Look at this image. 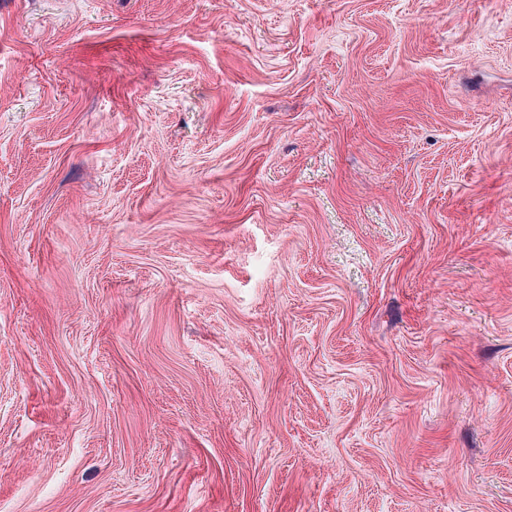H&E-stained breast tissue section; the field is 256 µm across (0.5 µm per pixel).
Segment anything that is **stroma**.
I'll use <instances>...</instances> for the list:
<instances>
[{
  "mask_svg": "<svg viewBox=\"0 0 512 512\" xmlns=\"http://www.w3.org/2000/svg\"><path fill=\"white\" fill-rule=\"evenodd\" d=\"M0 512H512V0H0Z\"/></svg>",
  "mask_w": 512,
  "mask_h": 512,
  "instance_id": "stroma-1",
  "label": "stroma"
}]
</instances>
